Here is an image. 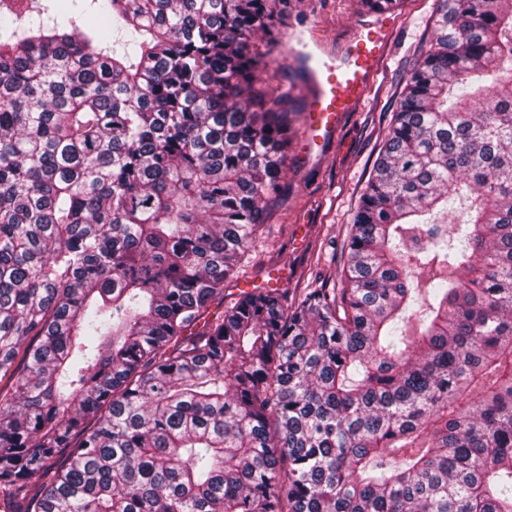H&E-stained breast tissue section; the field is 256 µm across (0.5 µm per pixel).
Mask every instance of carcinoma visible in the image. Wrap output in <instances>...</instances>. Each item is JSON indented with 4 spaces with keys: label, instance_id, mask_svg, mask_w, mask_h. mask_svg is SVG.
<instances>
[{
    "label": "carcinoma",
    "instance_id": "cac0c4a2",
    "mask_svg": "<svg viewBox=\"0 0 512 512\" xmlns=\"http://www.w3.org/2000/svg\"><path fill=\"white\" fill-rule=\"evenodd\" d=\"M67 2L0 0V512H512V0H437L342 287L227 307L286 0Z\"/></svg>",
    "mask_w": 512,
    "mask_h": 512
}]
</instances>
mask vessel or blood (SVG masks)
<instances>
[{
  "label": "vessel or blood",
  "instance_id": "1",
  "mask_svg": "<svg viewBox=\"0 0 512 512\" xmlns=\"http://www.w3.org/2000/svg\"><path fill=\"white\" fill-rule=\"evenodd\" d=\"M394 25V19L386 15L362 21L336 55L306 56L308 147H321L344 117L363 104L386 59Z\"/></svg>",
  "mask_w": 512,
  "mask_h": 512
}]
</instances>
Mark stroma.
Here are the masks:
<instances>
[{"mask_svg":"<svg viewBox=\"0 0 512 512\" xmlns=\"http://www.w3.org/2000/svg\"><path fill=\"white\" fill-rule=\"evenodd\" d=\"M436 6L437 0H397L394 43L364 105L346 116L321 153L311 155L304 140L305 81L293 55L295 38L301 34L309 44L338 51L368 12L361 0H288L282 42L256 74L258 87L291 93L296 113L288 158L248 260L224 282L225 302L246 287H263L277 271L293 300L339 278L352 216L405 79L434 35Z\"/></svg>","mask_w":512,"mask_h":512,"instance_id":"stroma-1","label":"stroma"}]
</instances>
